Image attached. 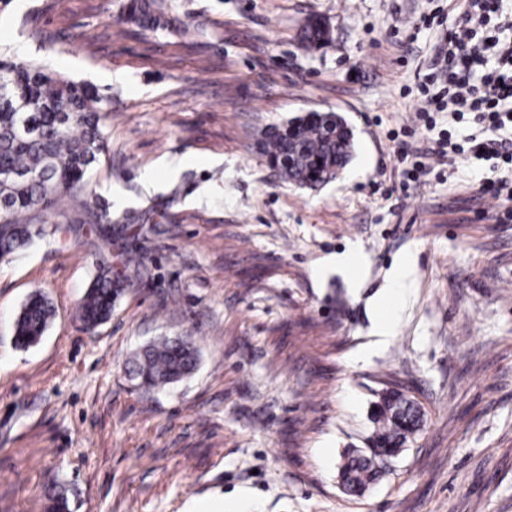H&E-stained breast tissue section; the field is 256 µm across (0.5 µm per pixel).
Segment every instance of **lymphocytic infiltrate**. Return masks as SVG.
<instances>
[{
	"label": "lymphocytic infiltrate",
	"mask_w": 512,
	"mask_h": 512,
	"mask_svg": "<svg viewBox=\"0 0 512 512\" xmlns=\"http://www.w3.org/2000/svg\"><path fill=\"white\" fill-rule=\"evenodd\" d=\"M437 58L441 83L424 89L420 119L430 120L435 110L468 114L492 136L468 148L447 136L404 147L403 155L415 156L413 169L419 173L427 171L428 157L453 161L469 152L512 168V15L501 14L499 0H465Z\"/></svg>",
	"instance_id": "lymphocytic-infiltrate-1"
}]
</instances>
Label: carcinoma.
I'll list each match as a JSON object with an SVG mask.
<instances>
[{
    "instance_id": "obj_1",
    "label": "carcinoma",
    "mask_w": 512,
    "mask_h": 512,
    "mask_svg": "<svg viewBox=\"0 0 512 512\" xmlns=\"http://www.w3.org/2000/svg\"><path fill=\"white\" fill-rule=\"evenodd\" d=\"M124 20L140 29L163 25L173 31L186 27L184 20L170 17L165 0H128ZM329 40L327 25L310 18L301 30V41L317 47ZM7 89L10 102L0 100V261H6L32 237L31 222L56 212L67 202L96 223L146 224L153 214L180 196L175 186L167 203H154L141 211H130L116 219L109 206L92 198L91 170L109 153L104 120L112 112V97L91 84L76 83L41 64L0 61V88ZM262 151L283 181L316 188L342 171L352 157V134L334 112H309L282 126L265 129ZM16 172L28 174L12 180ZM126 282L102 267L78 307L80 320L93 329L112 315ZM53 317V307L42 293H34L23 304L15 321L18 347H29L41 338ZM198 350L190 339L162 337L137 352L130 364L138 379L149 388H159L191 373ZM374 451L353 453L341 468L343 482L351 490L364 489L382 474L380 451L398 449L420 429L413 405L400 394L382 392L377 403Z\"/></svg>"
}]
</instances>
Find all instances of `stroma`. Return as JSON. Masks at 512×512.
I'll return each mask as SVG.
<instances>
[{
    "label": "stroma",
    "mask_w": 512,
    "mask_h": 512,
    "mask_svg": "<svg viewBox=\"0 0 512 512\" xmlns=\"http://www.w3.org/2000/svg\"><path fill=\"white\" fill-rule=\"evenodd\" d=\"M126 0H0V58L41 62L112 97L110 158L91 191L113 215L180 187L169 215L96 225L65 207L0 262V512H512V204L469 157L401 190L402 141L476 133L418 121L420 86L461 0H166L187 22L128 32ZM29 24H22L24 15ZM318 17L331 40L303 48ZM340 115L353 158L316 190L282 181L263 130ZM359 244L358 281L329 260ZM140 251V266L124 253ZM414 262L392 341L369 362L396 265ZM127 279L93 329L79 303L101 266ZM55 317L13 343L33 293ZM188 336L190 376L139 387L130 356ZM394 388L420 431L364 493L345 454L373 446Z\"/></svg>",
    "instance_id": "1"
}]
</instances>
